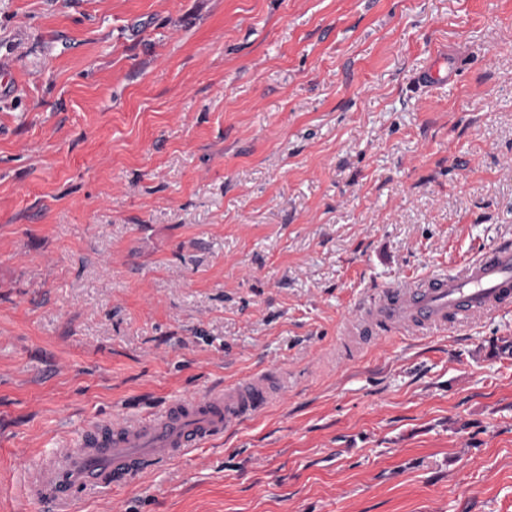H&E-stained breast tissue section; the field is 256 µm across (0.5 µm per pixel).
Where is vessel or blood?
<instances>
[{"mask_svg":"<svg viewBox=\"0 0 512 512\" xmlns=\"http://www.w3.org/2000/svg\"><path fill=\"white\" fill-rule=\"evenodd\" d=\"M510 308L512 241L506 239L451 273L384 292L351 328L379 334L396 327L432 329L457 315L466 319ZM275 393L268 375H253L197 397L173 400L148 417L90 426L75 446L35 471L28 496L41 512H67L77 492L120 488L184 458L255 417Z\"/></svg>","mask_w":512,"mask_h":512,"instance_id":"obj_1","label":"vessel or blood"}]
</instances>
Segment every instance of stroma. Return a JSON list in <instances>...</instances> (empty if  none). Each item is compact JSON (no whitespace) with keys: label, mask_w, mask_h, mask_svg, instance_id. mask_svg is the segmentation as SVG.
I'll return each instance as SVG.
<instances>
[{"label":"stroma","mask_w":512,"mask_h":512,"mask_svg":"<svg viewBox=\"0 0 512 512\" xmlns=\"http://www.w3.org/2000/svg\"><path fill=\"white\" fill-rule=\"evenodd\" d=\"M503 238L512 0H0V512L86 427L260 373L74 512H512V309L344 335Z\"/></svg>","instance_id":"obj_1"}]
</instances>
